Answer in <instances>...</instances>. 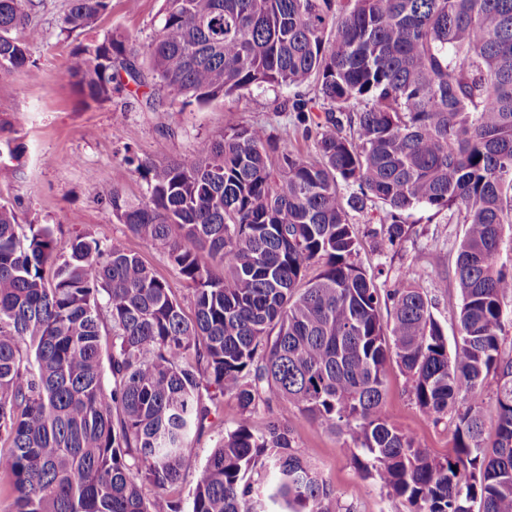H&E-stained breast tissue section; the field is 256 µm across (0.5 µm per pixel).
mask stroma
Masks as SVG:
<instances>
[{
	"label": "stroma",
	"mask_w": 512,
	"mask_h": 512,
	"mask_svg": "<svg viewBox=\"0 0 512 512\" xmlns=\"http://www.w3.org/2000/svg\"><path fill=\"white\" fill-rule=\"evenodd\" d=\"M65 4L66 0H45L36 26L21 31L33 66L0 75V142L23 148L16 159L0 153V204L13 207L21 225L54 228L61 241L88 234L138 253L168 282L185 314H192V291L178 269L120 223L104 197L116 187L131 201L143 198L145 184L125 165L127 152L149 156L162 141L168 157L188 159L200 139L218 138L242 124L265 126L279 145L314 154L313 143L296 133V115L288 110L294 91L264 85L203 107L170 105L162 92L150 108L143 98L126 92L107 103L84 102L68 76L73 47L115 32L148 42L159 23L162 0H139L133 12L127 11L124 0H112L110 12L93 29L70 35L61 31ZM381 217L377 201L350 212L359 243L357 263L383 291L404 277L414 281L431 299L433 315L446 337L454 338L461 305L454 258L463 224L447 212L421 206L409 212L408 232L393 245ZM384 410L391 422L432 454L450 447L453 416L433 423L412 401L406 379L394 365L388 370ZM237 411L236 399L225 397L191 443L195 464L206 461ZM273 419L289 422L295 447L352 512H412L406 500L388 496L376 480L363 477L348 440L312 424L293 406L275 401L259 405L252 426L261 431Z\"/></svg>",
	"instance_id": "35a3bbf8"
}]
</instances>
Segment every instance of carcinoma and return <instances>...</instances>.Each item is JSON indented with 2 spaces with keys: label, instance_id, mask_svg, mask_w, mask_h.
<instances>
[{
  "label": "carcinoma",
  "instance_id": "obj_1",
  "mask_svg": "<svg viewBox=\"0 0 512 512\" xmlns=\"http://www.w3.org/2000/svg\"><path fill=\"white\" fill-rule=\"evenodd\" d=\"M111 2L66 0L62 30L93 27ZM163 2L146 45L113 33L73 48L81 97L107 102L151 84L172 105L206 106L312 81L324 120L309 125L312 100L300 95L289 111L318 158L279 147L261 125L202 139L187 160H162L163 142L152 157L124 158L145 200L114 188L112 213L178 269L193 290L190 318L138 254L78 235L63 258L52 228L22 235L0 205V479L15 512H183L170 489L224 396L239 414L192 467L190 512H350L329 508L335 492L294 448L288 421L253 429L262 401L349 435L357 465L413 512H473L475 502L512 512V358L500 353L512 272L495 263L512 224V0ZM42 6L0 0L1 74L34 64L18 33ZM341 182L355 187L347 199ZM372 199L392 244L420 206L465 224L453 351L415 283L383 295L356 263L346 208ZM393 362L424 414L453 415L447 453L386 416ZM494 391H495V385L492 382L491 385H489L486 388V391L484 393V398H483V405H482L483 413H484V416L486 419L485 436H486L487 445L489 446V448H487L488 450L492 449L491 445H492V442L494 439V425H495V422L497 419V414H498Z\"/></svg>",
  "mask_w": 512,
  "mask_h": 512
}]
</instances>
